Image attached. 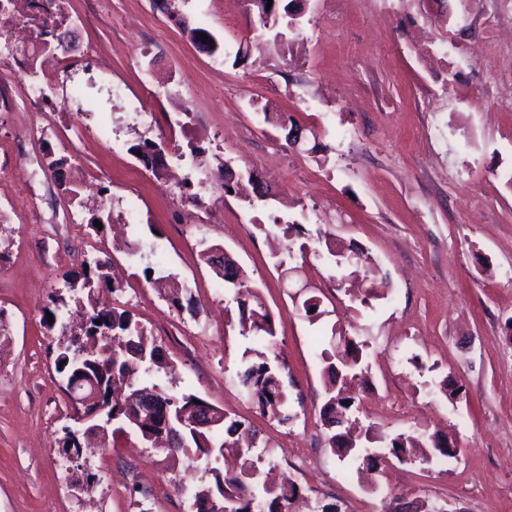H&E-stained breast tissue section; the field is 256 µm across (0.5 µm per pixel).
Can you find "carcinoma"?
<instances>
[{
	"mask_svg": "<svg viewBox=\"0 0 512 512\" xmlns=\"http://www.w3.org/2000/svg\"><path fill=\"white\" fill-rule=\"evenodd\" d=\"M202 260L222 281L232 284L237 290L240 334L251 337L263 345V349L246 350L241 359L238 378L246 388L252 403L261 414L280 423L293 419L292 405L284 381L286 363L274 350L275 328L270 312L259 300L254 285L246 273L221 248L209 246L201 251ZM111 282L105 261L85 266L79 274L66 277L65 283L72 291H79L74 303L85 308V319L81 322L80 334L63 348L56 360L58 373L68 370V360L82 349L97 354V367L91 370L92 382L102 391L107 413L119 429L129 427L151 447L162 449L160 433L165 425H179L189 419L196 406L197 395L171 394L159 384H153L163 410L151 411L144 403H130L128 399H117L124 389H137L135 381L153 376V371H168L170 365L163 364V353L155 346H148L144 330L132 326L131 315L117 308L100 309L91 303L95 289L109 287ZM324 372L330 382L326 386V402L323 406L324 445L342 460L365 464L373 457L371 448H356L347 437L336 439V415L346 414L352 399L344 396V388L358 379L363 371V349L350 342L340 350L336 345L321 350ZM213 425L208 428L186 429L184 443L168 452L184 453L190 467L214 474V483L199 486L194 495L196 512H287L286 507L295 498L299 488L288 484L276 490L259 488V472L249 453L257 447L256 432L233 420L216 406H211ZM370 443L383 442L389 452L398 459L404 458L408 449L422 447L421 439L412 434L395 436L378 434L370 428L366 432ZM227 452H234L243 459V467L237 473H223L214 463Z\"/></svg>",
	"mask_w": 512,
	"mask_h": 512,
	"instance_id": "cac0c4a2",
	"label": "carcinoma"
}]
</instances>
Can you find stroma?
Instances as JSON below:
<instances>
[{
  "label": "stroma",
  "mask_w": 512,
  "mask_h": 512,
  "mask_svg": "<svg viewBox=\"0 0 512 512\" xmlns=\"http://www.w3.org/2000/svg\"><path fill=\"white\" fill-rule=\"evenodd\" d=\"M298 36L277 43L248 0H63L74 47L57 51L53 112H31L29 66L0 63V512H189L171 479L211 482L184 457L115 434L99 458L66 460L74 428L56 371L58 331L44 324L64 276L109 257L120 288L101 304L128 310L176 368L155 383L192 393L259 433L265 458L295 474L290 512H386L397 501L435 512H512V50L490 48L477 20L485 0H297ZM220 43L207 51L192 35ZM453 41L464 60L433 62ZM149 101L151 122L135 114ZM293 116L314 143L288 146L264 112ZM207 137L196 198L178 199L136 147L165 144L189 158ZM230 164L270 192L248 206L207 172ZM107 188L114 228L95 233L97 208L75 205ZM294 223V245L365 255L367 301L353 299L331 259L278 268L270 216ZM223 249L274 318L298 418L263 417L239 383L251 342L239 333L232 286L202 262ZM173 274L179 293L160 287ZM321 301L309 322L302 304ZM341 334L365 345L368 372L353 395L360 426L391 435L441 434L455 459H407L357 472L323 443L320 344ZM461 388L449 396L444 379ZM303 449V457L293 449ZM92 474L77 493L70 477Z\"/></svg>",
  "instance_id": "stroma-1"
}]
</instances>
